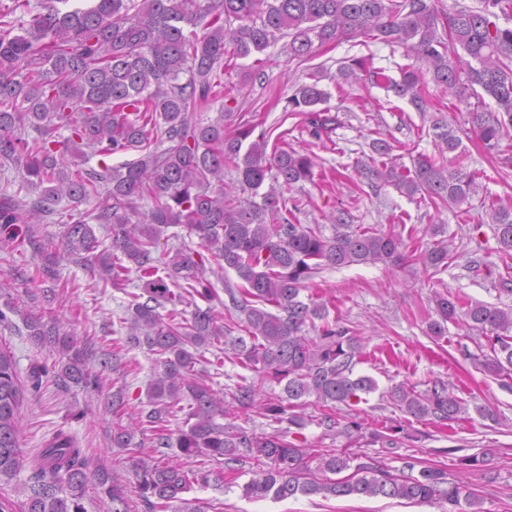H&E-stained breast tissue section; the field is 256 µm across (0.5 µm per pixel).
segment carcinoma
Returning <instances> with one entry per match:
<instances>
[{"label":"carcinoma","instance_id":"obj_1","mask_svg":"<svg viewBox=\"0 0 512 512\" xmlns=\"http://www.w3.org/2000/svg\"><path fill=\"white\" fill-rule=\"evenodd\" d=\"M11 0L0 5V168L14 166L22 187L40 188L30 201L0 196V237L13 239L23 224L51 220L66 225L63 248L46 254L45 272L63 260L99 267L112 287L134 271L144 280L142 293L128 294L126 342L155 356L161 370L150 381L152 409L146 421L121 423L112 442L132 454L136 487L146 512L174 508L201 512L182 494L224 479L247 462L264 465L241 486L248 500H284L298 494L335 497L364 495L448 506V512H489L483 501L447 471L424 467L393 474L337 448L313 451L289 437L305 423L300 410L315 398L318 425L327 432L341 424L339 405L361 402L376 390L368 376H354L363 354L361 338L339 320H329L325 303L310 284L326 269L383 263L422 264L435 276L453 260V238L420 249L394 232L336 224L330 236L309 224H296L294 211L278 186L313 180L315 161L287 145L284 134L267 152L270 132L242 119L232 137L224 136L229 116L224 91L228 61L248 58L289 37L288 54L302 61L313 45L364 35L403 47L414 62L399 67L395 79L365 58L339 69L349 80L368 72L372 83L406 98L419 112L428 109L425 75L455 90L467 104L464 123L432 124L442 150L458 151L475 138L491 157L512 151V0H477L475 6H439V0ZM296 87L286 111L298 113L318 138L338 123L326 107L330 94L320 77ZM495 101L490 108L485 98ZM476 99L470 103L469 99ZM217 109L216 116L207 112ZM70 135L61 137V131ZM90 151L102 169L72 168L71 152ZM384 159L377 176L400 193L433 206L461 208L469 203L480 174L450 169L419 154L413 169L394 164L392 147L372 141ZM138 152L118 165L106 160ZM234 174L224 182V172ZM273 179L264 188L266 179ZM498 253L512 260V205L491 201ZM181 224L199 241L158 252L168 228ZM104 230L106 237L97 235ZM110 244H105V238ZM224 262L237 282L224 280L221 295L205 277L206 261ZM178 287L174 292L169 285ZM206 303L202 308L196 299ZM438 319L429 333L443 336L457 324L484 338L468 358L493 376L512 378V308L469 301L434 291ZM173 305L161 313L165 304ZM192 305L190 316L175 309ZM245 315L243 336L232 335L225 318ZM33 336L50 339L67 357L57 377L92 385L80 351L55 326L35 322ZM315 335H308V330ZM221 348L211 365L225 361L258 373V378L225 386L220 393L195 373L197 349ZM282 387L264 404L265 416L288 428L258 435L236 423L237 411L255 405L265 384ZM387 398L417 421L442 424L461 419L465 401L447 384L434 382L418 391L399 384ZM24 399L14 356L0 347V475L29 471L24 512H83L91 480L112 500V512H128L122 478L96 466L69 434L59 431L29 455L19 448ZM190 401L184 427L176 437L157 432L151 447L134 441L143 423L156 424ZM162 448L183 456H203L217 471L202 466L185 470L156 457ZM317 461L316 468L310 462ZM352 473L343 477L346 470ZM321 472L319 478L315 472Z\"/></svg>","mask_w":512,"mask_h":512}]
</instances>
